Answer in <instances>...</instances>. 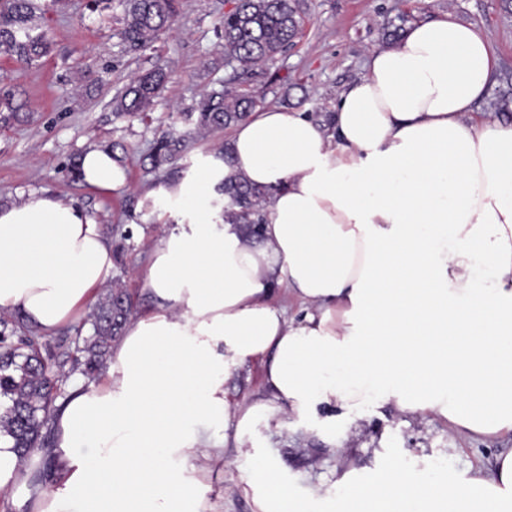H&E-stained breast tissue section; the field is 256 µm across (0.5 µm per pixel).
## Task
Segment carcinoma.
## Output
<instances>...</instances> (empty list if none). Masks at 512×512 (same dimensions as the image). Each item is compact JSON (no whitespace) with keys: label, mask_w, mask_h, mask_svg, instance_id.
<instances>
[{"label":"carcinoma","mask_w":512,"mask_h":512,"mask_svg":"<svg viewBox=\"0 0 512 512\" xmlns=\"http://www.w3.org/2000/svg\"><path fill=\"white\" fill-rule=\"evenodd\" d=\"M37 0H0V56L22 66H32L47 57L52 46L45 33L37 31ZM178 13V0H124L122 37L135 52L155 49ZM303 19L297 0H237L224 14L218 47L224 60L245 73L263 68L294 45L302 33ZM169 81L167 65L156 61L138 74L112 104L123 116L145 118L153 110ZM263 97L254 89L227 87L203 96L184 121L190 132L209 135L222 132L249 117ZM27 102L0 77V123L27 118ZM184 141L162 136L144 158L145 170L160 173L181 157ZM227 196L224 221L247 224L252 233L262 223L264 191L243 180L222 184ZM131 316V302L115 284L104 289L88 316L91 334L76 329L74 350L58 354L50 343L12 313H0V434L12 438L20 459L27 448H42L51 436L50 423L56 401L64 395L62 384L72 375L94 377L109 356L112 339L122 333Z\"/></svg>","instance_id":"1"}]
</instances>
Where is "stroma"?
I'll return each instance as SVG.
<instances>
[{
  "instance_id": "1",
  "label": "stroma",
  "mask_w": 512,
  "mask_h": 512,
  "mask_svg": "<svg viewBox=\"0 0 512 512\" xmlns=\"http://www.w3.org/2000/svg\"><path fill=\"white\" fill-rule=\"evenodd\" d=\"M89 0H60L48 8L41 26L52 52L38 64L22 67L0 58L23 99L25 122L0 125V197L22 200L43 190L85 208L97 223L111 227L113 243H125L113 256L112 279L128 293L134 315L154 302L142 276L154 241L174 222L154 203L157 180L176 181L211 149L212 139L189 141L176 165L166 173L145 172L140 160L160 136L188 131L173 122L204 94L222 89L233 73L217 43L224 14L233 0H180L173 28L156 51H128L121 37V0H104L93 11ZM303 33L295 46L268 63L278 82L262 87L265 106L282 104L323 119L339 89L361 70L368 49L386 46V33L427 18L453 12L462 23L480 28L498 59L500 71L512 72V0H302ZM170 65L166 90L148 119L119 117L112 99L156 58ZM122 142L128 151L126 184L99 192L66 171L70 159L94 147ZM232 404L249 405L263 394L262 366L251 361L225 384ZM258 439L295 492L326 488L335 473L353 471L375 478L391 459L413 467L434 461L445 475L490 467L495 457L512 450V435L492 440L457 435L444 420L428 415L401 416L392 406H373L361 415L343 417L333 438L320 435L308 421L286 415L276 429L259 428ZM228 466H216L212 481L219 512H259L241 479L244 454L229 451Z\"/></svg>"
}]
</instances>
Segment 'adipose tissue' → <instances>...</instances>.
I'll list each match as a JSON object with an SVG mask.
<instances>
[{"label": "adipose tissue", "mask_w": 512, "mask_h": 512, "mask_svg": "<svg viewBox=\"0 0 512 512\" xmlns=\"http://www.w3.org/2000/svg\"><path fill=\"white\" fill-rule=\"evenodd\" d=\"M497 66L453 14L368 51L329 121L282 106L232 128L224 152L152 190L176 226L151 250L155 307L132 320L98 380H75L52 418L54 478L28 480L0 435V492L19 512H216L207 479L235 418L243 480L260 512H317L255 442L281 409L315 419L394 404L472 437L512 433V122L477 116ZM84 183L123 186L104 150ZM267 192L259 235L225 222L221 182ZM113 246L83 208L52 193L0 206V311L50 337L112 278ZM304 302L289 322L271 296ZM257 359L266 396L232 409L224 383ZM439 466L390 461L380 481L343 473L338 512H512V451L443 482Z\"/></svg>", "instance_id": "1"}]
</instances>
